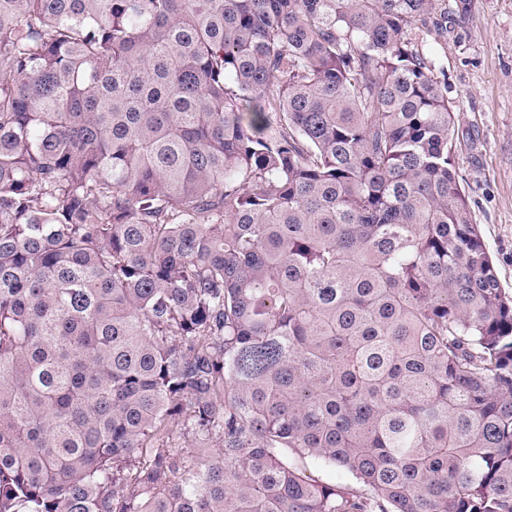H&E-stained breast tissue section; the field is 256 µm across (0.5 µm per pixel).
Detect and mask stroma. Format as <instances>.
Returning a JSON list of instances; mask_svg holds the SVG:
<instances>
[{
	"instance_id": "obj_1",
	"label": "stroma",
	"mask_w": 512,
	"mask_h": 512,
	"mask_svg": "<svg viewBox=\"0 0 512 512\" xmlns=\"http://www.w3.org/2000/svg\"><path fill=\"white\" fill-rule=\"evenodd\" d=\"M448 81L460 184L512 293V0H472L464 24L424 42Z\"/></svg>"
}]
</instances>
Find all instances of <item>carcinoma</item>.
I'll return each instance as SVG.
<instances>
[{
  "instance_id": "obj_1",
  "label": "carcinoma",
  "mask_w": 512,
  "mask_h": 512,
  "mask_svg": "<svg viewBox=\"0 0 512 512\" xmlns=\"http://www.w3.org/2000/svg\"><path fill=\"white\" fill-rule=\"evenodd\" d=\"M443 2L0 0V512H512ZM299 464L307 475H310L316 480L358 487L352 475L341 468L328 467L310 458L299 460Z\"/></svg>"
}]
</instances>
